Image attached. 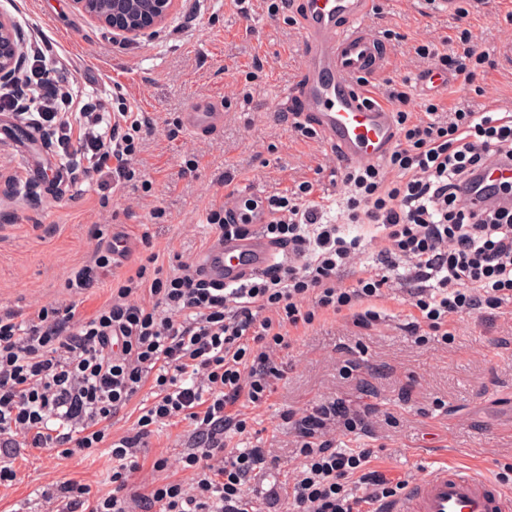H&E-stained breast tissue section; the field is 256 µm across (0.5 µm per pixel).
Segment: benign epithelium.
Listing matches in <instances>:
<instances>
[{
  "mask_svg": "<svg viewBox=\"0 0 512 512\" xmlns=\"http://www.w3.org/2000/svg\"><path fill=\"white\" fill-rule=\"evenodd\" d=\"M76 8L92 20L132 38L143 30L162 23L177 0H141L140 20L129 21L123 0H72ZM19 37L12 22L0 16V77L15 71L18 65Z\"/></svg>",
  "mask_w": 512,
  "mask_h": 512,
  "instance_id": "1",
  "label": "benign epithelium"
}]
</instances>
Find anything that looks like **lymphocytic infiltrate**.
<instances>
[{"mask_svg": "<svg viewBox=\"0 0 512 512\" xmlns=\"http://www.w3.org/2000/svg\"><path fill=\"white\" fill-rule=\"evenodd\" d=\"M418 56L470 84L485 54L469 28L459 30L451 52L431 43ZM34 48L26 93L0 85V112L50 132L68 154L72 182L93 175L120 186L136 171L132 161L149 124L131 107L110 111L103 99L86 97L63 63L47 65ZM429 103L422 116L395 114L398 144L387 165L347 169L346 221L377 225L383 247L380 272L346 286L341 274L361 250L339 225L320 221L323 205L310 184L262 200L241 199L225 177L227 200H238L240 218L226 204L209 210L218 237L249 234L260 221L264 235L286 252L284 261L246 275L235 285L205 279L197 262L165 271L159 253L112 280L111 295L92 315L57 301L31 312L0 311V486L17 478L15 444L56 448L66 458L101 447L112 457V490L66 480L44 497L52 512H249L246 487L268 464L267 449L226 448L224 436L245 433L239 408L270 396L283 372L277 363L291 331L329 314L350 316L362 327L377 311L355 312L361 301L380 299L389 272L405 269L413 282L412 335L448 338V320L475 310L496 311L512 303V206L478 207L465 195L484 179L489 162L512 163V113L454 108L440 117ZM91 263L69 277L68 290L94 287L112 269V238L97 226ZM151 384L153 400L132 433L109 439L112 417ZM369 411L325 401L290 414L303 459L288 492L289 512H383L382 504L405 489L372 469L370 449L337 448L334 433H365ZM190 421L196 443L178 464L189 481L162 480L130 486L137 454L153 427ZM58 419L77 433L49 428ZM367 494L352 496L351 484Z\"/></svg>", "mask_w": 512, "mask_h": 512, "instance_id": "f902f5d3", "label": "lymphocytic infiltrate"}]
</instances>
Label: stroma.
I'll list each match as a JSON object with an SVG mask.
<instances>
[{"label": "stroma", "instance_id": "35a3bbf8", "mask_svg": "<svg viewBox=\"0 0 512 512\" xmlns=\"http://www.w3.org/2000/svg\"><path fill=\"white\" fill-rule=\"evenodd\" d=\"M299 2L180 0L160 26L126 40L72 0H0V16L22 39L46 37L70 62L80 89L106 99L120 92L153 123L136 157L141 180L114 192L111 207L101 204L97 177L15 188L0 180V309L28 312L72 300L91 315L109 298L111 277L78 295L66 280L91 259L99 224L129 237V264L150 250L174 261L199 258L214 239L206 217L212 205L224 203L228 175L253 197L312 184L326 204L324 221L339 220L342 163L327 141L297 134L285 105L304 63V34L294 21ZM505 15L500 0L471 12L470 28L488 61L471 85L455 83L438 94L445 107L483 111L512 103V25ZM367 24L390 57L388 69L371 81L374 95L383 99L402 89L406 111H422L429 97L416 78L429 63L414 48L430 42L449 49L455 15L432 11L427 0H377ZM212 96L224 100L219 134L202 138L183 129L168 136L169 123ZM24 126L8 115L0 119V160L20 176L31 153L57 168L48 139L35 130L22 136ZM410 290L404 276H392L375 304L376 324L360 328L330 315L299 331L280 353L284 377L276 390L265 403L244 408L249 434L225 437L233 448L258 444L269 451L268 468L248 485L250 500L270 497L273 512H286L285 490L301 463L286 416L327 398L354 410L373 407L370 435L340 431L336 444L372 449L374 469L392 479L417 481L446 462L491 479L500 464L512 462V314L475 310L449 320V341L419 342L406 329L414 312ZM193 443L188 421L155 429L134 482L156 479V458L176 459ZM16 465L17 480L0 487V512H45L42 491L67 479L103 493L112 489V458L101 449L80 460L25 448Z\"/></svg>", "mask_w": 512, "mask_h": 512}]
</instances>
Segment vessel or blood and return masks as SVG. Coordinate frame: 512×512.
Returning <instances> with one entry per match:
<instances>
[{"mask_svg": "<svg viewBox=\"0 0 512 512\" xmlns=\"http://www.w3.org/2000/svg\"><path fill=\"white\" fill-rule=\"evenodd\" d=\"M371 0H301L297 12L305 35L304 73L293 96L300 119L335 146L343 164L387 158L397 142L394 110L373 98L368 81L388 56L365 19ZM186 129L208 137L224 126L223 103L211 98L183 115ZM276 250L257 233L215 243L201 259L208 278L238 283L243 273L266 269ZM390 512H512V493L473 470L436 468L394 499Z\"/></svg>", "mask_w": 512, "mask_h": 512, "instance_id": "b4317fda", "label": "vessel or blood"}]
</instances>
